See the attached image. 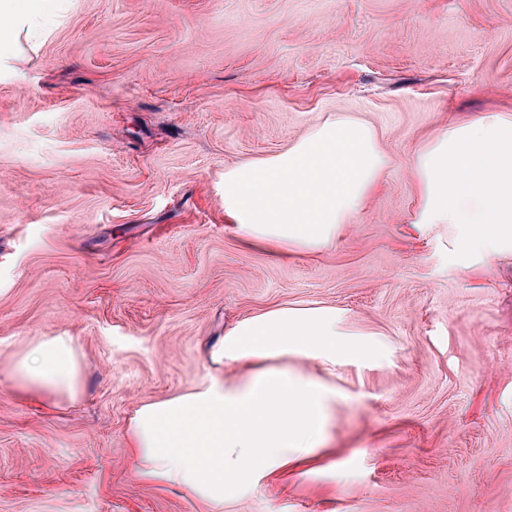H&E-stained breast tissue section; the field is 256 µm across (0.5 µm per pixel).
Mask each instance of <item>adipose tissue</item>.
<instances>
[{
    "mask_svg": "<svg viewBox=\"0 0 512 512\" xmlns=\"http://www.w3.org/2000/svg\"><path fill=\"white\" fill-rule=\"evenodd\" d=\"M47 0H0V51L39 29ZM390 165L375 131L336 115L287 149L224 172V217L250 244L319 252L334 248ZM420 207L411 225L455 229L460 249L512 251V117H449L410 160ZM354 339L330 308L280 307L240 319L212 353L241 367L191 391L143 403L124 432L138 476L193 496L203 512L258 488L271 474L317 455L327 440L336 389L292 368L288 356L329 365L379 356ZM82 353L73 337L43 336L12 358L9 375L25 397L53 407L75 399Z\"/></svg>",
    "mask_w": 512,
    "mask_h": 512,
    "instance_id": "1",
    "label": "adipose tissue"
}]
</instances>
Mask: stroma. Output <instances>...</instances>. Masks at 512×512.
I'll use <instances>...</instances> for the list:
<instances>
[{
    "label": "stroma",
    "instance_id": "obj_1",
    "mask_svg": "<svg viewBox=\"0 0 512 512\" xmlns=\"http://www.w3.org/2000/svg\"><path fill=\"white\" fill-rule=\"evenodd\" d=\"M0 57V512H198L123 446L216 368L235 321L333 307L383 356L327 377L326 450L224 512H512V252L417 235L407 166L448 122L512 113V0H60ZM345 114L391 166L334 249L278 257L224 219V171ZM67 333L80 392H15ZM81 359L72 336H41L12 358L10 379L18 393L50 408L59 398L77 397Z\"/></svg>",
    "mask_w": 512,
    "mask_h": 512
}]
</instances>
